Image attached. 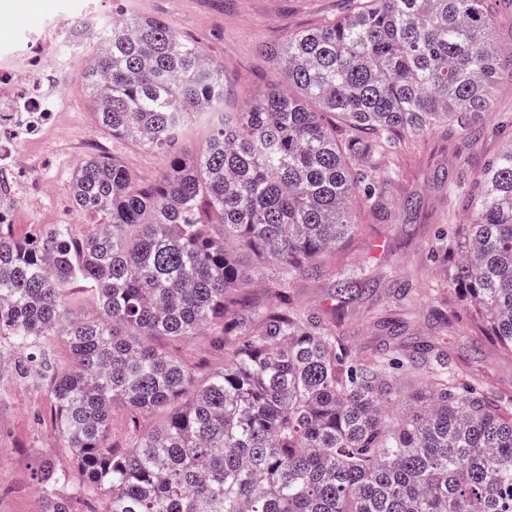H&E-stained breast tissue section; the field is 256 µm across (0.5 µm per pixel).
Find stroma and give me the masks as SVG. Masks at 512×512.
Listing matches in <instances>:
<instances>
[{
  "instance_id": "stroma-1",
  "label": "stroma",
  "mask_w": 512,
  "mask_h": 512,
  "mask_svg": "<svg viewBox=\"0 0 512 512\" xmlns=\"http://www.w3.org/2000/svg\"><path fill=\"white\" fill-rule=\"evenodd\" d=\"M97 13L111 17L117 9L132 15L164 19L184 39L200 44L224 66L227 90L224 108L240 111L246 100L271 86L281 85L282 74L274 60L264 54L267 44L282 42L289 34L317 27L346 11L345 0H92ZM69 0H0V14L12 15L10 24L0 23V44L27 36L29 25L40 14H53ZM93 106L81 89L68 97L63 116L68 138L36 141L28 148L41 157L38 171L19 169L21 181L40 175L51 190L37 204L35 213L17 210L13 231L28 236L33 229L47 230L70 217V177L74 164L102 147L104 153L121 158L138 179L150 182L168 167L163 152L147 150L100 132L92 118ZM484 132L473 142L440 132L426 134L410 144L400 157L383 156L374 165L381 177L393 167L402 174L390 193L395 200L412 198L413 208L398 210L388 221L366 220L362 236L354 241L340 266L342 276L371 281L346 306V343L352 353L364 355L382 336L375 320L381 316L401 319L408 335L439 343L451 363L467 372L486 390L512 393V355L501 352L483 338L467 317L466 309L448 292V278L438 255L447 240H435L442 224H463L467 215L456 194L512 138V82L494 94L491 112L481 120ZM448 171L452 184L436 179ZM406 277L415 297L412 303L396 302L390 284L391 271ZM436 309L452 314L443 328L432 322ZM158 347L182 361L198 377H206L224 364V349L211 331L196 336L156 338ZM20 355L0 347V512H41L42 500L35 472L43 459L55 467L74 469L76 458L55 429L54 409L46 381L40 372L19 376Z\"/></svg>"
}]
</instances>
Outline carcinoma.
<instances>
[{
    "label": "carcinoma",
    "mask_w": 512,
    "mask_h": 512,
    "mask_svg": "<svg viewBox=\"0 0 512 512\" xmlns=\"http://www.w3.org/2000/svg\"><path fill=\"white\" fill-rule=\"evenodd\" d=\"M493 0H349L338 20L263 51L286 88L245 112L224 109V66L164 20L119 14L104 25L81 90L112 138L169 155L138 182L115 155L71 172L70 223L24 238L0 223V340L50 387L60 439L77 467L44 460V512H70L73 482L92 512H512V396L481 390L403 322L363 359L336 313L287 296L247 295L240 256L273 264L276 288L336 276L361 220L393 215L376 157L437 129L469 139L512 81L493 42ZM193 113L207 152L180 147ZM458 203L448 288L466 294L485 338L512 354V139ZM95 302L75 308L76 293ZM211 328L224 367L200 380L153 343ZM59 336L62 366L48 354ZM162 418L122 452L112 408ZM56 495L58 498L68 502L70 509L73 512H88L93 508L101 507V505H94L95 503L86 498L73 483H64L59 485L56 490Z\"/></svg>",
    "instance_id": "obj_1"
}]
</instances>
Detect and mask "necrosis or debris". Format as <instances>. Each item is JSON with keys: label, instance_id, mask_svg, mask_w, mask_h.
<instances>
[{"label": "necrosis or debris", "instance_id": "1", "mask_svg": "<svg viewBox=\"0 0 512 512\" xmlns=\"http://www.w3.org/2000/svg\"><path fill=\"white\" fill-rule=\"evenodd\" d=\"M83 54V41L68 37L60 21L22 43L0 46V127L6 132L0 139V196L10 201L0 213L1 222L13 223L15 204L36 201L45 192L40 179L19 181V168L39 165L37 156L22 146L55 137L58 117L67 109L62 94Z\"/></svg>", "mask_w": 512, "mask_h": 512}]
</instances>
